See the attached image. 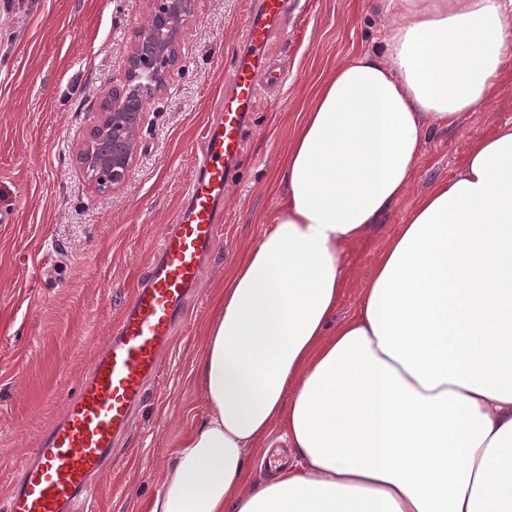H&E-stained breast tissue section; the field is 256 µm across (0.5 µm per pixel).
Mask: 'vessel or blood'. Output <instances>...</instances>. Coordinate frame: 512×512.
<instances>
[{"label": "vessel or blood", "instance_id": "vessel-or-blood-1", "mask_svg": "<svg viewBox=\"0 0 512 512\" xmlns=\"http://www.w3.org/2000/svg\"><path fill=\"white\" fill-rule=\"evenodd\" d=\"M303 9L301 0H251L224 96L201 135L197 170L174 222L61 419L47 428L33 459L20 462L6 512H80L92 478L111 462L223 236L222 205L234 183L252 102L285 82L266 47L274 37H287V17Z\"/></svg>", "mask_w": 512, "mask_h": 512}]
</instances>
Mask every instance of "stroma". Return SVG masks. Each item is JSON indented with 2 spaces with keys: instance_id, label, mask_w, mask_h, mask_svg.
I'll list each match as a JSON object with an SVG mask.
<instances>
[{
  "instance_id": "obj_1",
  "label": "stroma",
  "mask_w": 512,
  "mask_h": 512,
  "mask_svg": "<svg viewBox=\"0 0 512 512\" xmlns=\"http://www.w3.org/2000/svg\"><path fill=\"white\" fill-rule=\"evenodd\" d=\"M375 0H309L289 16L287 41L266 52L287 79L260 93L244 132L224 233L169 353L148 386L117 462L89 512H148L183 434L206 414L192 372L218 293L276 211L277 167L311 87L336 62L376 48L387 17ZM246 0H197L170 76L150 102L125 184L96 193L77 160L109 78L149 21L146 0H0V505L29 455L73 395L129 304L193 178L195 149L233 63ZM512 125V79L487 109L432 132L403 201L346 247L337 320L353 316L376 257L406 211L457 169L491 124Z\"/></svg>"
}]
</instances>
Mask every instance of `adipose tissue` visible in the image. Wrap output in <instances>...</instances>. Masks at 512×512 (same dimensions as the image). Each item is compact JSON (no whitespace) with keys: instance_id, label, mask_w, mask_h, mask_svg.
<instances>
[{"instance_id":"adipose-tissue-1","label":"adipose tissue","mask_w":512,"mask_h":512,"mask_svg":"<svg viewBox=\"0 0 512 512\" xmlns=\"http://www.w3.org/2000/svg\"><path fill=\"white\" fill-rule=\"evenodd\" d=\"M391 2L378 46L312 89L195 362L206 415L149 512H512V126L408 211L335 321L346 245L512 62V0ZM279 430L292 462L247 483Z\"/></svg>"}]
</instances>
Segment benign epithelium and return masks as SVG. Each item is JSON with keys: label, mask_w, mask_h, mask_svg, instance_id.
Instances as JSON below:
<instances>
[{"label": "benign epithelium", "mask_w": 512, "mask_h": 512, "mask_svg": "<svg viewBox=\"0 0 512 512\" xmlns=\"http://www.w3.org/2000/svg\"><path fill=\"white\" fill-rule=\"evenodd\" d=\"M147 2L150 21L130 45L124 80L103 94L99 119L78 152L100 193L127 180L138 154L136 133L146 117L142 103L171 92L168 71L181 62V39L194 14L195 0Z\"/></svg>", "instance_id": "obj_1"}]
</instances>
